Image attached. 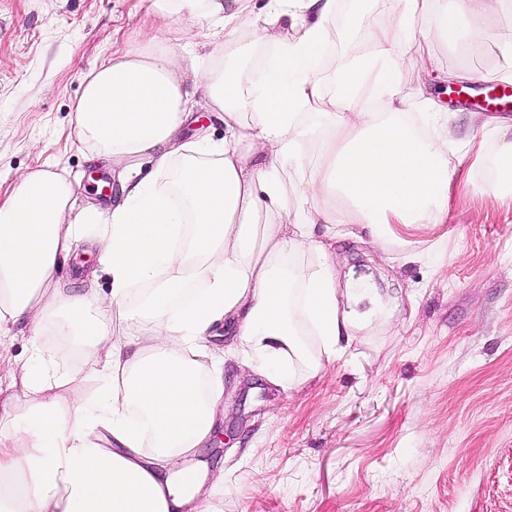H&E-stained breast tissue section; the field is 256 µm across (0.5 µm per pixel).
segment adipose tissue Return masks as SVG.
<instances>
[{
  "mask_svg": "<svg viewBox=\"0 0 512 512\" xmlns=\"http://www.w3.org/2000/svg\"><path fill=\"white\" fill-rule=\"evenodd\" d=\"M152 0L159 25L144 45L113 51L83 80L72 128L117 163L149 156L157 174L129 182L99 239L110 292L66 294L62 260L97 210L74 209V186L42 165L0 201V333L25 322L27 363L0 374V512H213L183 458L212 442L224 362L210 346L233 326L235 351L271 383L292 366L316 372L375 293L336 288L317 225L354 216L372 233L444 224L457 177L447 112L406 114L400 72L425 64L411 34L419 0L372 30L369 54L332 76L339 0ZM512 0H461L434 18L438 42L476 53L486 22ZM466 27H459V18ZM177 18L205 32L183 44ZM198 75L224 138L180 141ZM146 325L134 354L108 326ZM58 336L98 355L103 393L50 372L42 342ZM319 337L322 358L305 336Z\"/></svg>",
  "mask_w": 512,
  "mask_h": 512,
  "instance_id": "ef3b65f1",
  "label": "adipose tissue"
}]
</instances>
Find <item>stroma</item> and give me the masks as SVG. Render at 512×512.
<instances>
[{
  "instance_id": "1",
  "label": "stroma",
  "mask_w": 512,
  "mask_h": 512,
  "mask_svg": "<svg viewBox=\"0 0 512 512\" xmlns=\"http://www.w3.org/2000/svg\"><path fill=\"white\" fill-rule=\"evenodd\" d=\"M439 0H425L414 35L431 43L448 79L401 73L404 94L424 85L446 104L444 82L501 77L500 45L512 13L487 24L481 53L435 43ZM403 0H341L337 39L325 74L370 50L368 34L402 12ZM150 0H0V195L22 173L48 165L66 174L76 205L111 211L122 199L124 167L93 156L70 125L88 71L117 48L141 45ZM486 113L459 109L449 130L474 137L449 191L448 221L370 239L340 224L329 241L338 288L371 279L379 310L352 330L345 353L302 373L284 390L224 356V405L210 447L194 464L207 472L215 512H512V193L492 196L500 138L482 133ZM59 277L74 293L104 290L97 246L79 243ZM51 367L78 373L83 393L101 387L95 357L45 335Z\"/></svg>"
}]
</instances>
